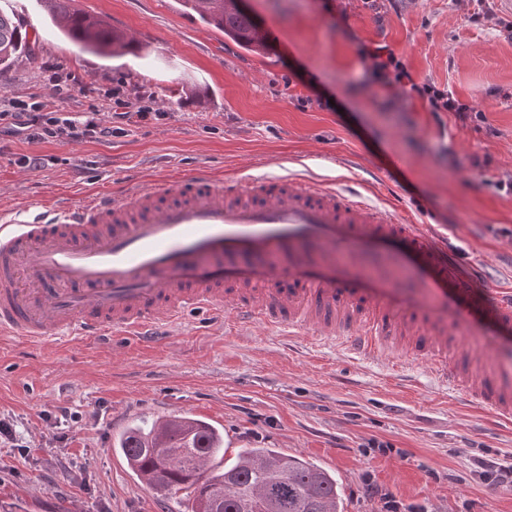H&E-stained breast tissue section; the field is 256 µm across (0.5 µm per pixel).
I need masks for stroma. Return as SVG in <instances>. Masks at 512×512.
<instances>
[{
  "label": "stroma",
  "mask_w": 512,
  "mask_h": 512,
  "mask_svg": "<svg viewBox=\"0 0 512 512\" xmlns=\"http://www.w3.org/2000/svg\"><path fill=\"white\" fill-rule=\"evenodd\" d=\"M132 34L141 53L98 58L59 37L40 0H0L37 42L0 78V105L42 101L48 110L106 112L104 89L151 94L162 120L93 143L0 139V207L82 202L106 190L207 172L222 178L311 175L391 206L448 238L447 259L481 288H512V20L504 0L475 24L477 0H248L269 30L266 55L201 23L181 0H75ZM388 46L417 82L449 89L468 120L432 117L419 102L400 111L362 88L359 45ZM98 87L60 96L43 68ZM41 158L36 168L20 156ZM390 362L350 358L331 344L287 343L264 327L239 336L190 314L161 345L114 348L62 342L31 353L0 344V417L29 447H0V512H182L130 473L113 445L128 426L189 413L221 429L224 460L275 448L335 474L344 512H377L371 479L427 512H512V491L483 482L471 458L512 459V429L497 426L433 380ZM70 419H62L60 407ZM387 451H379L378 443Z\"/></svg>",
  "instance_id": "stroma-1"
}]
</instances>
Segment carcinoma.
Returning <instances> with one entry per match:
<instances>
[{
  "mask_svg": "<svg viewBox=\"0 0 512 512\" xmlns=\"http://www.w3.org/2000/svg\"><path fill=\"white\" fill-rule=\"evenodd\" d=\"M53 24L72 42L98 55L135 54L125 33L77 11L73 0H47ZM200 20L245 50L266 53L267 36L236 0H183ZM31 52L23 21L0 13V76ZM117 452L142 484L166 498L183 492L186 512H343L336 477L324 467L275 448H250L224 463V435L209 422L186 414L160 430L132 425L116 440Z\"/></svg>",
  "mask_w": 512,
  "mask_h": 512,
  "instance_id": "cac0c4a2",
  "label": "carcinoma"
}]
</instances>
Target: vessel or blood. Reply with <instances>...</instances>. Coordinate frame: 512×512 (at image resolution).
Instances as JSON below:
<instances>
[{"instance_id": "1", "label": "vessel or blood", "mask_w": 512, "mask_h": 512, "mask_svg": "<svg viewBox=\"0 0 512 512\" xmlns=\"http://www.w3.org/2000/svg\"><path fill=\"white\" fill-rule=\"evenodd\" d=\"M196 308L238 334L262 325L364 359L397 353L394 372L422 363L512 426V289L491 299L394 208L283 174L0 210L1 338L153 345ZM461 340L485 347L463 355Z\"/></svg>"}]
</instances>
